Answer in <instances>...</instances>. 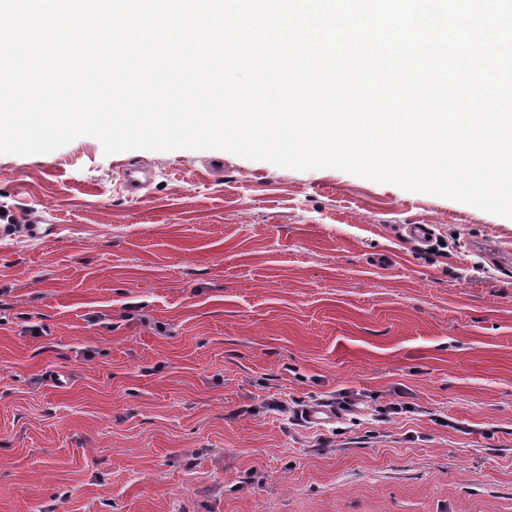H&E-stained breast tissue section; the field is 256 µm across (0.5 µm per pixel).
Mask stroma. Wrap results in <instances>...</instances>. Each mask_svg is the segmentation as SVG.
Segmentation results:
<instances>
[{
  "label": "stroma",
  "mask_w": 512,
  "mask_h": 512,
  "mask_svg": "<svg viewBox=\"0 0 512 512\" xmlns=\"http://www.w3.org/2000/svg\"><path fill=\"white\" fill-rule=\"evenodd\" d=\"M0 512H512V218L222 150L0 154Z\"/></svg>",
  "instance_id": "obj_1"
}]
</instances>
